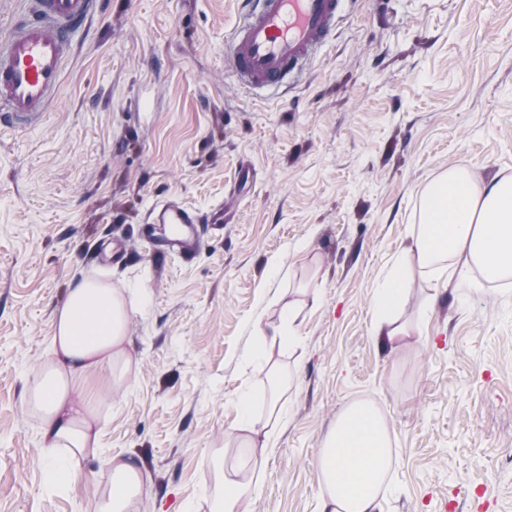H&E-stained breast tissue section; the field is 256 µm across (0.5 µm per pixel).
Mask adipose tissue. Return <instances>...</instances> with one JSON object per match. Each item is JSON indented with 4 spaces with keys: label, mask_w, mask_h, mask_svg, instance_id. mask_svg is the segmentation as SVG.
I'll list each match as a JSON object with an SVG mask.
<instances>
[{
    "label": "adipose tissue",
    "mask_w": 512,
    "mask_h": 512,
    "mask_svg": "<svg viewBox=\"0 0 512 512\" xmlns=\"http://www.w3.org/2000/svg\"><path fill=\"white\" fill-rule=\"evenodd\" d=\"M404 262L386 273L373 302L375 333L389 342L407 335L396 312L403 302L405 261L439 266L449 279L472 266L489 278L512 277V178L472 180L452 169L434 180L423 197L422 222ZM124 298L101 281L72 280L54 314L44 365L27 386L26 405L39 418L43 464L50 475L77 479L81 464L97 461L98 419L72 389L93 371L121 380L129 364ZM394 461L376 409H346L331 431L317 466L327 491L323 512H382L380 490ZM111 490L97 512H127L151 482L143 460L130 454L108 462Z\"/></svg>",
    "instance_id": "obj_1"
}]
</instances>
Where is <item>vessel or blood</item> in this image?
<instances>
[{
	"instance_id": "obj_1",
	"label": "vessel or blood",
	"mask_w": 512,
	"mask_h": 512,
	"mask_svg": "<svg viewBox=\"0 0 512 512\" xmlns=\"http://www.w3.org/2000/svg\"><path fill=\"white\" fill-rule=\"evenodd\" d=\"M347 0H249L227 45L237 82L251 89L297 80L311 66L346 13ZM98 0H25L0 39V121L33 123L59 94L63 64L75 33L96 13ZM145 233L157 254L194 256L204 218L178 202H160L146 214Z\"/></svg>"
}]
</instances>
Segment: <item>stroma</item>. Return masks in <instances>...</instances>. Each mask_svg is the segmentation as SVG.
I'll return each mask as SVG.
<instances>
[{
	"label": "stroma",
	"mask_w": 512,
	"mask_h": 512,
	"mask_svg": "<svg viewBox=\"0 0 512 512\" xmlns=\"http://www.w3.org/2000/svg\"><path fill=\"white\" fill-rule=\"evenodd\" d=\"M238 2L102 0L44 116L0 124V512H96L109 491L99 465L48 484L24 401L81 275L126 301L131 365L74 394L95 392L101 461L151 472L130 512H214L228 477L253 486L237 512H321L317 460L357 403L393 448L383 512H512V279L413 263L409 336L384 344L372 315L432 181L512 177V0H355L284 95L230 71ZM170 200L224 207L194 257L142 236ZM107 241L125 257L99 259ZM291 306L296 340H259Z\"/></svg>",
	"instance_id": "1"
}]
</instances>
